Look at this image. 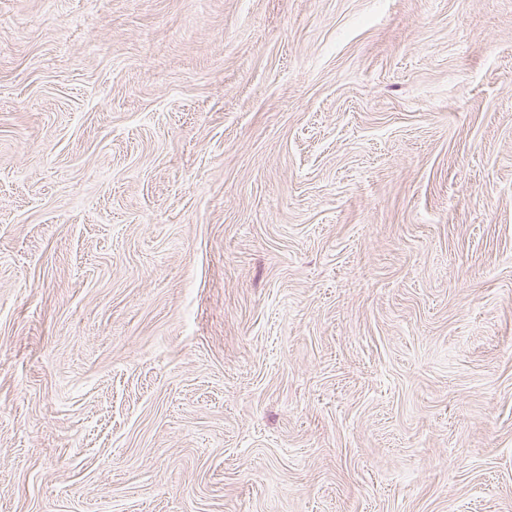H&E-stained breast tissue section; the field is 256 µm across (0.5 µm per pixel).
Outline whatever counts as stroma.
Returning a JSON list of instances; mask_svg holds the SVG:
<instances>
[{
	"instance_id": "stroma-1",
	"label": "stroma",
	"mask_w": 512,
	"mask_h": 512,
	"mask_svg": "<svg viewBox=\"0 0 512 512\" xmlns=\"http://www.w3.org/2000/svg\"><path fill=\"white\" fill-rule=\"evenodd\" d=\"M0 512H512V0H0Z\"/></svg>"
}]
</instances>
